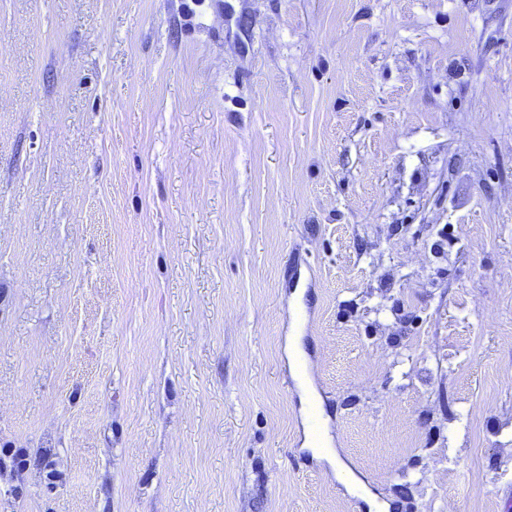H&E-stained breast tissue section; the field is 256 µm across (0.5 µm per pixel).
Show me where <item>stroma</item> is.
<instances>
[{"label":"stroma","instance_id":"35a3bbf8","mask_svg":"<svg viewBox=\"0 0 512 512\" xmlns=\"http://www.w3.org/2000/svg\"><path fill=\"white\" fill-rule=\"evenodd\" d=\"M304 379L512 512V0H0V512H368ZM312 451L320 458L325 459L336 472L343 478L347 487L353 492H360L365 495V500L370 507H376V497L366 490L364 484L355 475V473L347 466V464L340 458L334 448H331L330 439L327 436H322L321 444L318 448L310 445Z\"/></svg>","mask_w":512,"mask_h":512}]
</instances>
